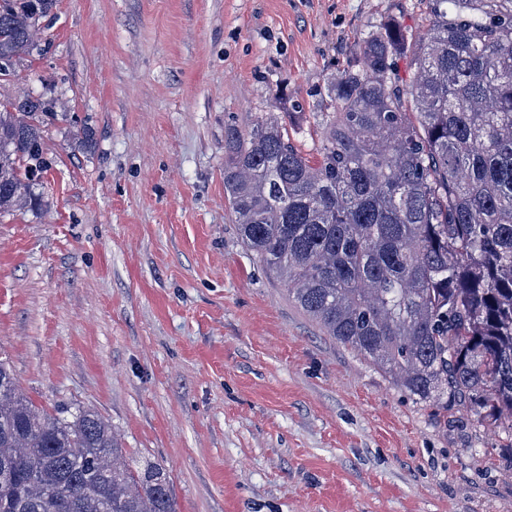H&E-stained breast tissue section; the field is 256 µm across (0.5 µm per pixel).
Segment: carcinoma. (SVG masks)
<instances>
[{"mask_svg": "<svg viewBox=\"0 0 512 512\" xmlns=\"http://www.w3.org/2000/svg\"><path fill=\"white\" fill-rule=\"evenodd\" d=\"M432 26L369 29L329 84L320 160L273 113L224 134L238 235L325 334L418 403L512 438V0H430ZM56 0H0V64ZM409 56L407 75L398 59ZM43 98L0 99V215L33 210ZM0 512H177L97 412L36 408L0 360Z\"/></svg>", "mask_w": 512, "mask_h": 512, "instance_id": "carcinoma-1", "label": "carcinoma"}]
</instances>
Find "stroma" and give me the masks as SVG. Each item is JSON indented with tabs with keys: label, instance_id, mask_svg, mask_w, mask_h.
Returning <instances> with one entry per match:
<instances>
[{
	"label": "stroma",
	"instance_id": "1",
	"mask_svg": "<svg viewBox=\"0 0 512 512\" xmlns=\"http://www.w3.org/2000/svg\"><path fill=\"white\" fill-rule=\"evenodd\" d=\"M429 0H57L0 93L54 103L33 210L0 216V359L96 411L177 512H512V450L325 336L242 243L224 132L276 112L318 156V101L371 26ZM88 137L85 150L73 143Z\"/></svg>",
	"mask_w": 512,
	"mask_h": 512
}]
</instances>
